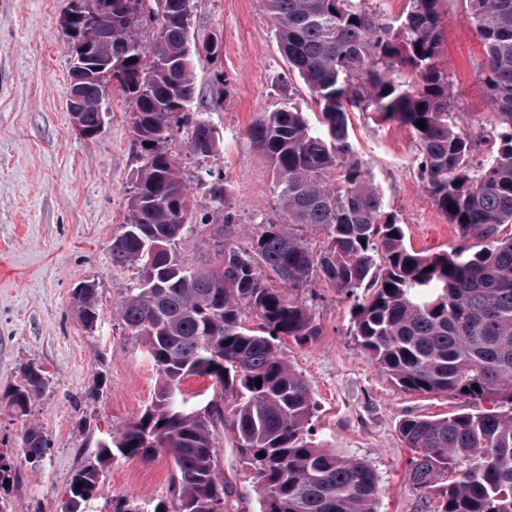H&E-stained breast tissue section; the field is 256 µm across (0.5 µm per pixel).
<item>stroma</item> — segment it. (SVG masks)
<instances>
[{
  "label": "stroma",
  "instance_id": "obj_1",
  "mask_svg": "<svg viewBox=\"0 0 512 512\" xmlns=\"http://www.w3.org/2000/svg\"><path fill=\"white\" fill-rule=\"evenodd\" d=\"M69 0H0V452L15 463V480L0 486L13 512H62L75 472L99 440L119 435L155 398L157 367L142 341L129 336L117 310L136 278L113 265L111 244L129 217L130 193L141 161L132 146V108L110 98V117L95 140L82 139L66 108L71 53L59 25ZM443 62L454 84L457 122L474 141V160L492 148V107L479 76L481 42L461 0L445 4ZM196 39L220 34L216 61L198 60L194 107L209 113L220 149L197 159L185 134L170 148L181 162L195 216L212 214L198 187L197 167L223 173L235 216L232 242L243 248L262 222L280 220L268 159L249 128L284 103L319 109L279 50L263 0H196ZM353 146L367 164L387 211L403 224L406 241L429 254L457 247L460 237L416 176L413 131L381 122L371 112L350 115ZM92 283L99 319L85 331L74 306L76 286ZM304 297L321 328L317 339L281 350L308 382L314 401L311 431L323 445L366 461L379 479L377 512H423V494L409 482L411 456L402 420L474 411L451 394L406 392L382 375L354 335L353 302L314 280ZM40 365L49 382L19 416L4 395L21 385L25 364ZM99 397H91L95 385ZM40 428L52 448L43 465H26L20 437ZM137 497L146 508L177 501L166 453L149 461L118 458L107 464L85 512H112L114 499Z\"/></svg>",
  "mask_w": 512,
  "mask_h": 512
}]
</instances>
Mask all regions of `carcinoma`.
I'll use <instances>...</instances> for the list:
<instances>
[{"instance_id": "carcinoma-1", "label": "carcinoma", "mask_w": 512, "mask_h": 512, "mask_svg": "<svg viewBox=\"0 0 512 512\" xmlns=\"http://www.w3.org/2000/svg\"><path fill=\"white\" fill-rule=\"evenodd\" d=\"M91 2L70 0L68 43L80 39L79 16ZM155 2L112 0L98 25L99 55L112 56L142 161L128 222L112 240V263L137 268L118 316L147 346L160 389L75 473L63 512H83L105 464L147 460L161 449L173 460L178 512H249V494L224 476L221 431L250 470L259 512H376V472L312 440L311 389L280 352L284 337L303 345L320 335L299 296L317 277L354 299L361 349L400 388L493 404L400 424L413 452L407 475L423 494L455 476L425 498V512H512V232L502 233L512 225V0H461L483 46L480 77L494 115L496 148L476 165L473 141L454 118L448 70L439 65L446 0H407L395 26L366 0H265L280 51L320 109L321 131L289 103L249 129L274 172L282 220L262 224L245 249L224 243V229L235 223L224 177L209 169L197 177L222 215L210 235L221 261L205 269L186 265L177 249L194 214L168 141L184 127L188 147L208 156L215 128L210 113L193 109L194 67L217 50L212 38L190 36L195 0H172L162 15ZM351 110L413 130L418 177L464 245L432 255L407 247L403 225L384 211L353 149ZM303 228L324 231L326 246L312 249ZM269 272L285 288L268 287ZM74 301L84 329H93L96 289H80ZM249 316L260 323L246 326ZM22 374L24 384L5 399L26 416L45 377L34 364ZM192 375L209 377L217 390L203 415L182 397ZM21 448L23 461L38 466L50 443L30 425ZM112 512L169 510L159 502L147 511L122 496Z\"/></svg>"}]
</instances>
